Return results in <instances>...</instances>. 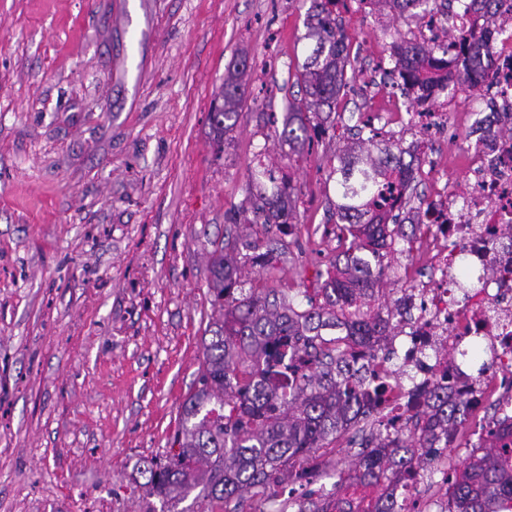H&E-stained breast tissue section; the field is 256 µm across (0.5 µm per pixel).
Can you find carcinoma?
Instances as JSON below:
<instances>
[{
	"label": "carcinoma",
	"mask_w": 512,
	"mask_h": 512,
	"mask_svg": "<svg viewBox=\"0 0 512 512\" xmlns=\"http://www.w3.org/2000/svg\"><path fill=\"white\" fill-rule=\"evenodd\" d=\"M429 2L378 0L399 16L419 18L429 12ZM335 3L312 0L305 38L314 44L298 77L303 96L289 103L279 134L290 144L325 132L348 85V44L331 9ZM467 49L474 53L475 69L464 71L457 84L474 86L492 56L479 31L471 32ZM448 50L405 39L397 46L392 71L403 80L402 91L413 88L414 103L422 105L430 95L420 71L448 63ZM247 68V59H240L211 104L210 129L219 144L239 119ZM361 143L366 148L343 150L334 170L336 226L344 233L345 251L319 273L323 281L314 292L299 291L298 302L274 288L243 287L245 267H265L285 254L294 212L285 177L268 167L250 171L258 189L253 209L263 221L241 226L230 218L224 244L210 253L208 288L220 316L211 338L203 340L198 387L181 406V430L174 437L179 449L144 469L152 494L162 500L181 501L195 490L196 512H206L203 505L213 500L239 512L245 496L268 501L286 479L292 493L273 512L294 506L297 512H401L402 498L387 489L391 477L418 470L426 449L448 444L461 423L466 400L436 389L423 415L438 434L418 432V415L405 422L398 439L385 436L377 416L362 435L351 468L356 484L377 490L367 508L339 496L333 505L294 498L297 488L319 475L312 465L316 456L336 452V439L371 416L365 403L381 400L384 386L370 380L363 366L394 329L392 307L379 301L386 258L379 247L396 237L410 243L417 231L389 224L390 212L380 208L382 177L397 171L412 181L417 158L405 160L407 151L379 138L372 127ZM448 498V512H502L512 503L511 422H499L463 471L448 476Z\"/></svg>",
	"instance_id": "1"
}]
</instances>
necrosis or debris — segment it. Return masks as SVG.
Returning a JSON list of instances; mask_svg holds the SVG:
<instances>
[{"mask_svg":"<svg viewBox=\"0 0 512 512\" xmlns=\"http://www.w3.org/2000/svg\"><path fill=\"white\" fill-rule=\"evenodd\" d=\"M448 19L457 39L483 31L492 54L491 68L478 81L487 86L495 105L482 118L474 143L455 153L448 173H437L422 157L414 174L426 181L429 200L418 220L421 233L403 277L401 328L391 338L394 360L412 348L413 333L427 341L422 366L412 384L419 397L408 408L427 407L439 376L449 366L446 349L472 342L485 372L461 376L473 389L474 404L462 426L466 436L484 442L491 422L487 403L497 405L498 418L512 417V0H499L495 15L465 13L449 5ZM466 97L449 89L438 107L410 113L415 126L447 133ZM448 457L433 454L424 477L400 474L396 491L404 512H447Z\"/></svg>","mask_w":512,"mask_h":512,"instance_id":"obj_1","label":"necrosis or debris"}]
</instances>
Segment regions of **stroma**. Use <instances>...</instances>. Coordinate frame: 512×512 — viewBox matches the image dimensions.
I'll return each mask as SVG.
<instances>
[{
  "instance_id": "1",
  "label": "stroma",
  "mask_w": 512,
  "mask_h": 512,
  "mask_svg": "<svg viewBox=\"0 0 512 512\" xmlns=\"http://www.w3.org/2000/svg\"><path fill=\"white\" fill-rule=\"evenodd\" d=\"M311 0H0V512H144L217 312L208 260L284 168L308 230L246 278L314 288L336 256L337 155L380 111L381 51L416 18L336 17L353 81L335 129L282 142ZM248 63L223 144L211 102Z\"/></svg>"
}]
</instances>
